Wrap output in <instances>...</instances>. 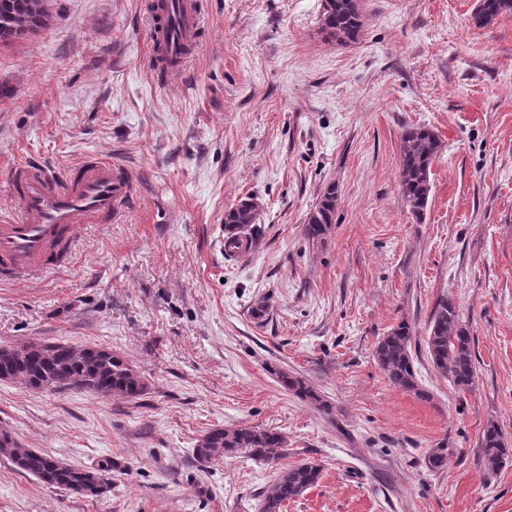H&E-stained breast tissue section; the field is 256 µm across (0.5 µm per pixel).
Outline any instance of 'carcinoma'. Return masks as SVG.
Here are the masks:
<instances>
[{
	"label": "carcinoma",
	"instance_id": "obj_1",
	"mask_svg": "<svg viewBox=\"0 0 512 512\" xmlns=\"http://www.w3.org/2000/svg\"><path fill=\"white\" fill-rule=\"evenodd\" d=\"M45 3L46 0H0V44L22 39L43 26L48 17ZM508 13H512V0H478L474 19L477 24L485 25ZM321 27L339 45L356 42L364 27L360 0H323ZM439 149L436 134L427 126H408L401 134L399 189L418 221L428 205L431 165ZM336 202V187L331 186L309 214L304 227L307 238L321 240L328 234ZM224 232V250L230 255L245 254L258 246L261 225L256 223L254 199H244L225 210ZM412 339L413 327L404 317L378 341L375 358L395 388L427 399L429 393L418 382L411 353ZM426 344L432 364L440 374L448 377L460 391L473 386L478 361L475 337L469 325L462 321L453 300L443 298L437 303ZM279 379L298 398L328 409L305 380L285 373ZM0 381H17L37 391L78 390L100 398L128 400L139 398L147 390L146 381L127 357L105 348L68 343L60 344L53 351L39 343L0 346ZM479 443L484 465L490 470L498 469L512 455L501 427L492 421L483 429ZM283 446V436L273 430L214 428L198 441L195 455L208 460L245 450L254 459L269 464L280 459ZM0 455L37 481L79 496L102 493L112 472V461L108 459L91 466H73L37 450L22 448L1 431ZM321 474L320 465L314 462L281 472L263 497L260 512H283L284 503L316 485Z\"/></svg>",
	"mask_w": 512,
	"mask_h": 512
}]
</instances>
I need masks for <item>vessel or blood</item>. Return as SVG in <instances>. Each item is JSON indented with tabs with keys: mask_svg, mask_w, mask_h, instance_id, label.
I'll list each match as a JSON object with an SVG mask.
<instances>
[{
	"mask_svg": "<svg viewBox=\"0 0 512 512\" xmlns=\"http://www.w3.org/2000/svg\"><path fill=\"white\" fill-rule=\"evenodd\" d=\"M199 27L197 0H155L150 55L157 67H183ZM9 186L20 219L0 215V279L36 280L61 268L80 229L121 221L133 199L127 169L91 155L54 169L38 160L16 166Z\"/></svg>",
	"mask_w": 512,
	"mask_h": 512,
	"instance_id": "obj_1",
	"label": "vessel or blood"
}]
</instances>
